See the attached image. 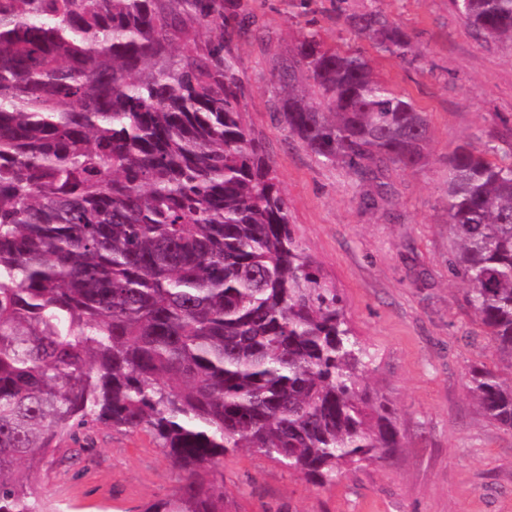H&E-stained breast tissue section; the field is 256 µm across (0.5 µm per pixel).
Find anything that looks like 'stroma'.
Returning a JSON list of instances; mask_svg holds the SVG:
<instances>
[{
  "instance_id": "1",
  "label": "stroma",
  "mask_w": 512,
  "mask_h": 512,
  "mask_svg": "<svg viewBox=\"0 0 512 512\" xmlns=\"http://www.w3.org/2000/svg\"><path fill=\"white\" fill-rule=\"evenodd\" d=\"M383 11L411 40L400 59L357 35L352 16ZM358 52L377 78L428 113L425 161L362 179L289 137L275 76L303 35ZM224 52L245 86L244 119L270 158L296 238L344 300L371 354L369 389L402 446L321 486L241 449L224 457L225 512H512V429L467 392L497 355L448 260V158L465 142L512 152V42L476 37L451 0H224ZM42 491L60 512H140L177 491L144 431L97 426L64 440Z\"/></svg>"
}]
</instances>
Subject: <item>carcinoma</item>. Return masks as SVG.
<instances>
[{
  "instance_id": "carcinoma-1",
  "label": "carcinoma",
  "mask_w": 512,
  "mask_h": 512,
  "mask_svg": "<svg viewBox=\"0 0 512 512\" xmlns=\"http://www.w3.org/2000/svg\"><path fill=\"white\" fill-rule=\"evenodd\" d=\"M453 3L512 41V0ZM352 27L409 52L378 11ZM276 78L281 123L323 161L363 178L425 160L427 113L362 55L309 33ZM243 96L224 0H0V512H52L45 459L97 425L148 431L178 473L142 512H224L239 448L331 485L402 447ZM496 153L449 157L448 235L512 372V155ZM468 389L512 428V378L477 367Z\"/></svg>"
}]
</instances>
